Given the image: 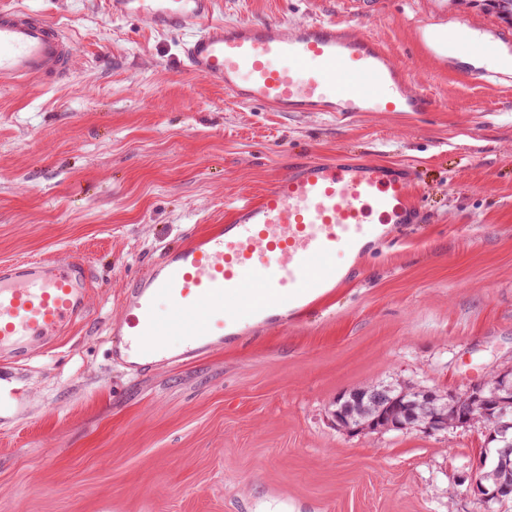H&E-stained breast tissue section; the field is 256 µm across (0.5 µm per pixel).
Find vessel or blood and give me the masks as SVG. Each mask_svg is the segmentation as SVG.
Returning a JSON list of instances; mask_svg holds the SVG:
<instances>
[{
    "mask_svg": "<svg viewBox=\"0 0 512 512\" xmlns=\"http://www.w3.org/2000/svg\"><path fill=\"white\" fill-rule=\"evenodd\" d=\"M114 17H141L159 30L187 32L189 73L233 98L279 112H431L434 100L375 38L344 20L213 21L215 0H102ZM478 59L474 82L500 80L483 68L502 44L477 38L459 21L431 35ZM75 41L30 8L0 9V87L57 82L71 71ZM413 175L378 161L294 163L260 196L234 204L223 223L190 235L130 279L127 322L113 327L111 360L140 372L199 359L233 342L247 318L285 324L304 317L349 275L338 252H365L394 225L416 224L421 205ZM379 214L371 223L370 214ZM86 260L26 259L0 263V361L22 364L53 349L89 305ZM166 314H158L159 304ZM181 339L172 348L170 337Z\"/></svg>",
    "mask_w": 512,
    "mask_h": 512,
    "instance_id": "b4317fda",
    "label": "vessel or blood"
}]
</instances>
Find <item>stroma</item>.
Masks as SVG:
<instances>
[{
    "label": "stroma",
    "instance_id": "35a3bbf8",
    "mask_svg": "<svg viewBox=\"0 0 512 512\" xmlns=\"http://www.w3.org/2000/svg\"><path fill=\"white\" fill-rule=\"evenodd\" d=\"M17 3L78 57L60 82L0 88V261L78 256L93 281L64 346L10 371L0 512H479V428L354 434L333 412L359 387L443 395L512 367V84L420 45L431 26L512 25L449 0H216L217 22L350 20L437 105L341 118L240 102L185 72V34L100 0H0ZM305 157L409 166L421 223L302 320L147 374L112 363L126 281Z\"/></svg>",
    "mask_w": 512,
    "mask_h": 512
}]
</instances>
